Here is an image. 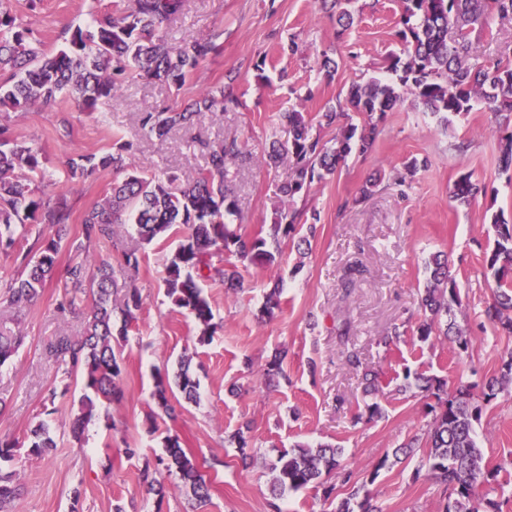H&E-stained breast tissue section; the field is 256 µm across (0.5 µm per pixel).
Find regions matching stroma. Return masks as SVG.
Returning a JSON list of instances; mask_svg holds the SVG:
<instances>
[{
    "label": "stroma",
    "mask_w": 512,
    "mask_h": 512,
    "mask_svg": "<svg viewBox=\"0 0 512 512\" xmlns=\"http://www.w3.org/2000/svg\"><path fill=\"white\" fill-rule=\"evenodd\" d=\"M133 0H41L30 15L27 0H8L17 17L33 18L45 50L60 46L66 28L89 23L92 14L121 12ZM354 22L344 36L336 19L317 0H189L185 14L168 24L174 41L202 38L222 31V48L182 88L147 81L130 71L111 99L93 113L80 111L69 97L39 113L0 112V124L13 137L41 147L47 162L40 189L45 197L67 195L75 212L95 202L125 171L169 170L194 175L206 156L196 140L238 138L260 153L271 142H286L287 126L278 115L296 109L311 119V135L332 140L336 128L320 127L316 113L345 100L350 87L386 79L388 59L399 52L395 33L402 0H351ZM296 42V53L285 52ZM473 55L482 62H512V17H492L475 41ZM336 63L326 76L323 57ZM264 69H257V62ZM232 84L241 107L206 117L192 127L173 129L167 138L147 137L140 113L189 102L199 91ZM70 133L60 136V121ZM132 143L122 172L99 170L80 183L67 179V162L79 154L111 150L115 140ZM428 159L416 175L408 196H401L393 178L411 158ZM498 135L489 113L477 107L450 123L405 97L378 125L372 151L351 155L346 164L315 183L303 203L317 210L320 222L306 253L286 244L274 265L244 269V288L231 295L218 283L206 293L213 310L215 333L208 343L197 341L199 330L188 311L177 308L162 283L161 259L176 247L177 238L140 245V274L135 282L142 296L136 324L125 338L114 341L123 372L120 399L98 407L82 440L71 425L79 412V386L49 353L60 336L82 329L79 316L56 311L60 290L44 288L38 301L19 309L8 301V286L17 272L13 257L0 254V326L21 324L27 342L12 363L0 367V438L25 440L43 418V403L52 388H67L55 402L50 428L57 442L49 453L32 457L18 448L23 492L12 512H112L116 502H134L138 512H187L188 499L174 483L164 498L146 494L139 479L145 462L162 455L166 436H178L185 451L207 465L212 483L205 512H268L269 474L263 462L297 444L329 443L343 448L356 475L373 468L386 454L419 434L428 418L420 398L396 393L406 371L482 383L495 374L512 338L499 335L485 321L483 310L492 290L483 276V259L494 233L492 215L512 224V171L497 164ZM470 173L488 186L478 202L461 206L450 189ZM242 217L229 228L251 235L269 226L278 188L288 178L287 165L269 169L247 162L234 169ZM373 175L382 182L368 199L360 190ZM447 253L460 288L463 316L456 322L475 338L472 351L457 354L441 336L419 341L416 327L423 318L418 294L432 253ZM362 262L363 279L350 297L338 286L343 269ZM282 278V309L262 317L266 284ZM352 324L351 339L341 344L336 328ZM407 334L397 349L384 350L379 341L396 324ZM287 347L285 377L277 387L262 383L263 370L275 349ZM381 373L377 400L384 409L378 420L363 409L360 377L347 365L346 349ZM191 356L200 382L196 401L182 403L174 415L153 400L155 377L172 370L182 356ZM251 422V444L259 459L247 470L227 441L243 422ZM479 444L491 464L512 460V385L505 388L477 427ZM135 449L126 457L125 449ZM416 459L395 464L370 485L369 493L383 512H439L440 488L430 479L415 478ZM80 500H73L74 488Z\"/></svg>",
    "instance_id": "35a3bbf8"
}]
</instances>
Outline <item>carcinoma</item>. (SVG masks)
Here are the masks:
<instances>
[{
  "instance_id": "obj_1",
  "label": "carcinoma",
  "mask_w": 512,
  "mask_h": 512,
  "mask_svg": "<svg viewBox=\"0 0 512 512\" xmlns=\"http://www.w3.org/2000/svg\"><path fill=\"white\" fill-rule=\"evenodd\" d=\"M340 6L336 19V37L353 24L345 5L350 0H322V4ZM187 0H134L131 10L119 15L100 13L92 24L61 34L64 48L56 53L43 48L32 21H25L3 7L0 2V107L15 112H33L54 104L63 93L86 112L98 110L135 69L146 78L181 88L210 56L221 49L223 32L208 37L173 43L164 24L183 16ZM512 17V0H404L402 29L397 35L401 53L389 58L388 70L398 75L399 85L373 80L349 89L347 102L364 117L363 124L351 123L344 111L331 109L316 115L319 125L339 126L333 145L323 143L309 133V122L296 110L282 112L281 123L288 126L290 137L284 145L272 146L267 164L288 162V181L279 188L280 205L274 209L268 234L242 236L229 230L226 219L238 213L237 197L231 187L230 169L245 158L238 140L206 141V167L192 178L181 181L170 174L140 170L126 174L112 184L81 219V239L68 238L72 206L67 197L54 200L36 194V183L46 177V158L40 147L11 137L0 126V252L14 256L21 271L9 285V303L32 304L44 288L57 282L62 295L57 309L74 311L84 304L85 324L76 336H61L51 347L52 355L66 366L67 373L78 375L83 385L80 412L72 423L75 438L83 436L95 417L97 402L122 397L116 380L122 369L112 340L128 334L137 321L141 295L134 285L140 268L138 250L128 248L116 237L114 227L131 223L140 242L151 244L176 234L180 240L174 252L162 259V282L172 303L187 310L202 326L199 343L213 335V312L204 286L220 282L237 292L243 288L240 269L248 266H271L282 252V243L294 238L302 213L287 207L294 199L306 195L312 184L336 173L337 168L355 152L366 154L373 149L378 123L400 101L397 87L406 88L433 115H465L477 103L483 104L494 118L512 113V64L498 61L491 66L478 62L472 55L473 38L478 37L493 16ZM240 105L233 92L221 85L206 89L182 110L162 108L145 112L142 128L147 134L163 139L177 126H192L202 118ZM500 133V167L512 168V128L497 127ZM129 144L116 140L112 150L101 154H80L69 162L67 176L80 181L98 169H124L123 154ZM487 193L484 182L467 173L454 183L452 198L468 206ZM493 247L484 256L485 272L491 274V302L485 307L486 321L501 333L512 335V224L493 215ZM27 224H46L49 235L24 246L18 229ZM115 249L122 258L123 284H118L110 255L89 254L90 244ZM74 252L73 258L59 268L62 246ZM429 275L420 296L424 318L417 336L426 341L442 335L461 353L473 347V339L456 324L454 308L461 307V296L448 259L434 254L427 264ZM363 267L352 264L344 269L340 287L345 295L356 288ZM124 288L123 301H113L118 288ZM22 330L0 328V366L12 361L26 345ZM191 359H181L174 376L157 375L153 399L165 413L174 411L169 394L178 390L187 401L196 399L199 379L190 369ZM347 364L362 370L364 393L379 391V373L362 368L357 353L347 351ZM512 384V352L501 358L498 372L488 377L481 396L475 397L473 386L458 382L448 388L445 380L422 373L414 382L397 387L406 394L416 388L429 405L432 421L427 429L393 452L408 458L414 449H423L415 477L424 474L442 487L441 512H480L478 487L496 478L504 465L488 467L479 446L476 424L487 407ZM250 423L229 435L228 442L238 449L243 467L255 461L250 444ZM56 447L49 425L42 421L27 437V454L41 456ZM16 441L0 439V512H10L21 493L17 468ZM165 455L155 463H145L141 483L147 491L164 497L165 481L179 479L187 490L192 512H204L210 501V482L202 474L203 464L187 455L179 438L164 439ZM271 473L268 506L270 512H283L278 500L285 494L317 487L323 477H335L341 485L351 486L347 495L329 503L331 512H382L369 494H360L352 485L354 471L343 458V449L331 444L313 448L297 444L267 464Z\"/></svg>"
}]
</instances>
